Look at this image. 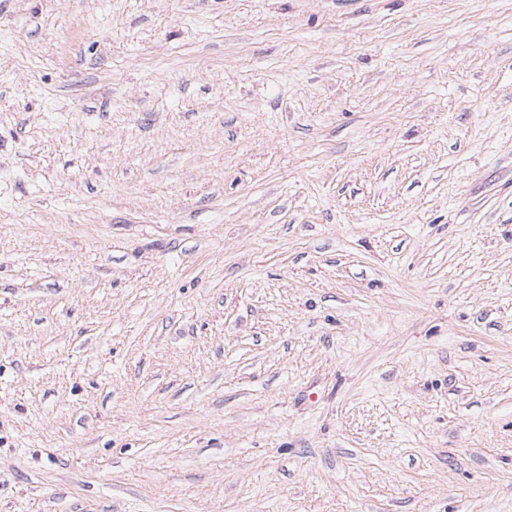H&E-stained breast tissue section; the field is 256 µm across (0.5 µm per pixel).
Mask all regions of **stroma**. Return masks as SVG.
Returning a JSON list of instances; mask_svg holds the SVG:
<instances>
[{"instance_id":"stroma-1","label":"stroma","mask_w":512,"mask_h":512,"mask_svg":"<svg viewBox=\"0 0 512 512\" xmlns=\"http://www.w3.org/2000/svg\"><path fill=\"white\" fill-rule=\"evenodd\" d=\"M0 512H512V0H0Z\"/></svg>"}]
</instances>
